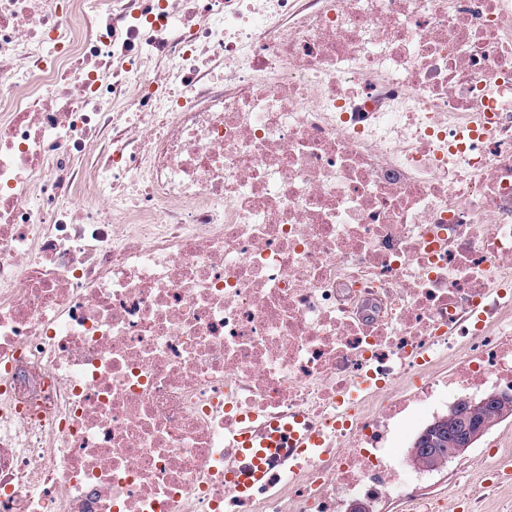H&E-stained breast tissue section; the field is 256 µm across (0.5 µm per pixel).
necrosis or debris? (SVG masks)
Returning <instances> with one entry per match:
<instances>
[{
	"label": "necrosis or debris",
	"instance_id": "1",
	"mask_svg": "<svg viewBox=\"0 0 512 512\" xmlns=\"http://www.w3.org/2000/svg\"><path fill=\"white\" fill-rule=\"evenodd\" d=\"M496 390L512 0H0V512H435L394 428ZM291 417L292 423L288 418L268 420L260 431L251 425H244L238 430L234 438L236 462L224 474V480L231 483L240 496L250 498L270 484L267 459H263L264 453L258 448L318 446L314 434L303 423V416L294 414Z\"/></svg>",
	"mask_w": 512,
	"mask_h": 512
}]
</instances>
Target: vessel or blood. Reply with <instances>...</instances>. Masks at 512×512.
<instances>
[{
    "mask_svg": "<svg viewBox=\"0 0 512 512\" xmlns=\"http://www.w3.org/2000/svg\"><path fill=\"white\" fill-rule=\"evenodd\" d=\"M236 461L225 473V481L245 498L254 496L269 485L271 473L264 460L267 448H313L317 441L306 426L302 415L293 419L278 418L266 421L262 429L245 425L236 436Z\"/></svg>",
    "mask_w": 512,
    "mask_h": 512,
    "instance_id": "b4317fda",
    "label": "vessel or blood"
}]
</instances>
